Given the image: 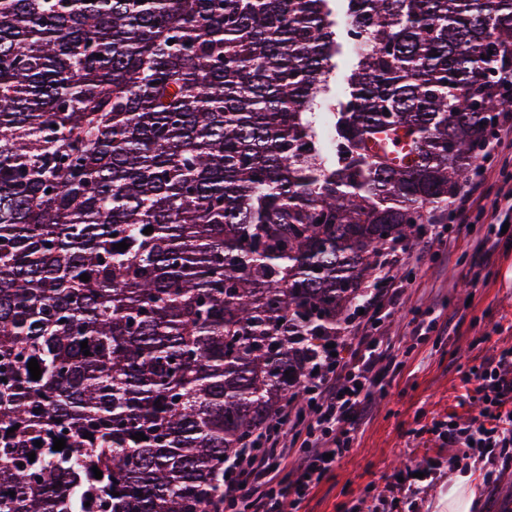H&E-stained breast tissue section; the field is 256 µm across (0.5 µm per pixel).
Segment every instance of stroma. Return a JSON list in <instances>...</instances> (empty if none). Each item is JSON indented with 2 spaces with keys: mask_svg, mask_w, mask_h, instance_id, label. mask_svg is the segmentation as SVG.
Returning <instances> with one entry per match:
<instances>
[{
  "mask_svg": "<svg viewBox=\"0 0 512 512\" xmlns=\"http://www.w3.org/2000/svg\"><path fill=\"white\" fill-rule=\"evenodd\" d=\"M484 223L462 229L451 247L413 238L406 249L415 263L416 283L387 322L392 355L401 363L385 396L363 419L357 442L335 476L315 488L299 512H350L359 499L375 496L403 464L447 460L449 450L427 433L432 419L469 416L475 382L465 372L496 349L512 346V251L472 274V247ZM434 308L449 323L447 335L416 342L412 312ZM478 512H512V465L495 485L482 482L475 466Z\"/></svg>",
  "mask_w": 512,
  "mask_h": 512,
  "instance_id": "stroma-1",
  "label": "stroma"
}]
</instances>
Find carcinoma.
Wrapping results in <instances>:
<instances>
[{
	"instance_id": "1",
	"label": "carcinoma",
	"mask_w": 512,
	"mask_h": 512,
	"mask_svg": "<svg viewBox=\"0 0 512 512\" xmlns=\"http://www.w3.org/2000/svg\"><path fill=\"white\" fill-rule=\"evenodd\" d=\"M505 68L512 0H0V512H224Z\"/></svg>"
}]
</instances>
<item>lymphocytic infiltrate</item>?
<instances>
[{
	"mask_svg": "<svg viewBox=\"0 0 512 512\" xmlns=\"http://www.w3.org/2000/svg\"><path fill=\"white\" fill-rule=\"evenodd\" d=\"M494 177L499 178L495 164L479 165L468 188L449 201L447 223L420 225V234L443 244L462 225L487 220L488 230L476 243L471 265L492 263L512 245V181L499 179L496 201L486 204L480 197L481 184ZM407 264L403 246L381 249L378 274L362 294L363 315L346 323L357 341L354 350H346L332 332L296 338L304 404H284L276 422L259 430L251 447L238 449L225 464V505L243 512H298L312 490L331 479L350 456L363 417L395 367L384 325L414 280ZM468 374L477 382L478 415L433 420L430 432L454 448L449 463L470 459L493 469L512 450V348L483 358ZM294 441L299 444L295 450L290 447ZM436 471L430 464L400 470L385 493L361 504L357 512H379L388 499L409 504L423 499Z\"/></svg>",
	"mask_w": 512,
	"mask_h": 512,
	"instance_id": "f902f5d3",
	"label": "lymphocytic infiltrate"
}]
</instances>
